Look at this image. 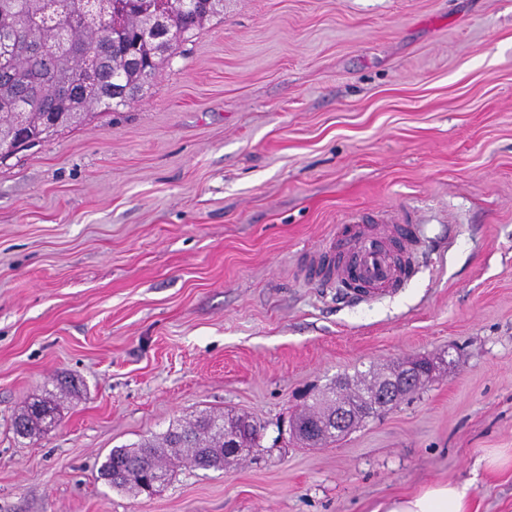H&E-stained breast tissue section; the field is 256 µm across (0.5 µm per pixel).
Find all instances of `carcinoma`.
Wrapping results in <instances>:
<instances>
[{"instance_id": "cac0c4a2", "label": "carcinoma", "mask_w": 512, "mask_h": 512, "mask_svg": "<svg viewBox=\"0 0 512 512\" xmlns=\"http://www.w3.org/2000/svg\"><path fill=\"white\" fill-rule=\"evenodd\" d=\"M222 5L224 0H202L201 8L187 15L181 0H116L112 13L103 15L91 12L82 0H0V40L7 38L10 44L0 66V163L90 114L126 105ZM156 16H167L174 24L165 46L144 34L148 20ZM392 373L391 368H371L354 381L344 379L342 391L325 387L294 417L295 436L316 447L347 435L368 418V399ZM55 388L15 416L16 435L27 438L43 431L77 392L67 378L56 380ZM341 403L350 406L349 422L322 429ZM230 437L240 448H259L263 427L224 412L178 420L159 435L111 449L98 468L99 477L136 496L146 493L149 477L167 482L182 462L225 470L250 456L229 451Z\"/></svg>"}]
</instances>
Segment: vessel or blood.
Instances as JSON below:
<instances>
[{"label": "vessel or blood", "instance_id": "1", "mask_svg": "<svg viewBox=\"0 0 512 512\" xmlns=\"http://www.w3.org/2000/svg\"><path fill=\"white\" fill-rule=\"evenodd\" d=\"M387 228L380 235L365 234L359 222H352L344 232L352 246L346 260H336L333 253L320 251L307 263L309 276L333 287L348 285L349 296L370 300L402 287L415 270L419 247L417 227L400 223L398 216H387ZM399 232H391L392 224Z\"/></svg>", "mask_w": 512, "mask_h": 512}]
</instances>
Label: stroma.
I'll return each mask as SVG.
<instances>
[{
	"label": "stroma",
	"mask_w": 512,
	"mask_h": 512,
	"mask_svg": "<svg viewBox=\"0 0 512 512\" xmlns=\"http://www.w3.org/2000/svg\"><path fill=\"white\" fill-rule=\"evenodd\" d=\"M421 225L418 270L337 300L345 221ZM434 379L321 448L302 397L372 365ZM80 399L34 438L12 420ZM209 410L264 429L155 495L108 452ZM448 481L512 512V0H224L119 111L0 164V512H383ZM56 392L48 396L34 399L27 407L15 416L12 428L16 435L27 438L43 431L60 415L65 402L76 395L77 385L66 377L56 380Z\"/></svg>",
	"instance_id": "35a3bbf8"
}]
</instances>
